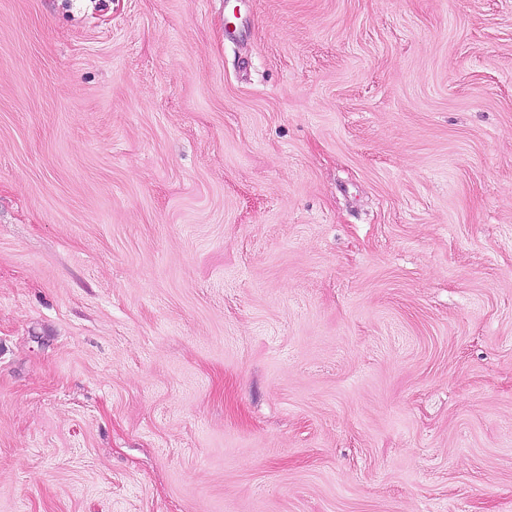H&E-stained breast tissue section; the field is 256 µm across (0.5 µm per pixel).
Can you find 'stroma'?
Here are the masks:
<instances>
[{"mask_svg":"<svg viewBox=\"0 0 512 512\" xmlns=\"http://www.w3.org/2000/svg\"><path fill=\"white\" fill-rule=\"evenodd\" d=\"M0 512H512V0H0Z\"/></svg>","mask_w":512,"mask_h":512,"instance_id":"stroma-1","label":"stroma"}]
</instances>
